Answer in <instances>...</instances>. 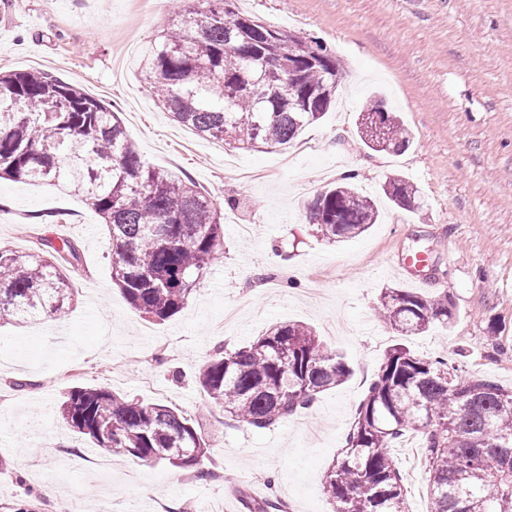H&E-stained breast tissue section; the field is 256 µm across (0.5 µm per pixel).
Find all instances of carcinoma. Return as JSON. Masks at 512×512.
<instances>
[{"label": "carcinoma", "mask_w": 512, "mask_h": 512, "mask_svg": "<svg viewBox=\"0 0 512 512\" xmlns=\"http://www.w3.org/2000/svg\"><path fill=\"white\" fill-rule=\"evenodd\" d=\"M237 0H180L176 21L142 51L141 76L174 121L242 146L286 145L328 111L343 66L325 44L241 14ZM363 146L397 153L409 140L400 118L370 100L359 113ZM51 182L85 198L108 234L112 283L138 312L164 321L180 312L224 246V224L190 180L145 164L118 114L43 71L0 72V178ZM345 175L318 193L316 234L344 241L378 220L373 200ZM385 195L409 210L417 188L401 177ZM47 251L0 247V320L61 313L70 305L63 266L76 242L42 240ZM451 297L382 289L377 309L400 336L454 321ZM349 366L303 323L275 324L234 351L218 349L198 384L224 414L257 430L309 407L342 384ZM60 413L95 448L147 464L200 468L210 445L186 412L99 387L65 393ZM409 432L423 438L430 512H512V389L466 377L446 358L403 344L384 355L358 406L346 445L326 472L334 512H407L389 451ZM249 512H281L269 496Z\"/></svg>", "instance_id": "1"}]
</instances>
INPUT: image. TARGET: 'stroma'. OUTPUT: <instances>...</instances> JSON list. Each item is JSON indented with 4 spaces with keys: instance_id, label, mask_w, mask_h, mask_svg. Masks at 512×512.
Wrapping results in <instances>:
<instances>
[{
    "instance_id": "1",
    "label": "stroma",
    "mask_w": 512,
    "mask_h": 512,
    "mask_svg": "<svg viewBox=\"0 0 512 512\" xmlns=\"http://www.w3.org/2000/svg\"><path fill=\"white\" fill-rule=\"evenodd\" d=\"M172 0H0V70L60 76L119 113L151 166L190 179L231 215L224 250L187 306L158 323L113 285L107 231L84 198L0 179V246L73 239L75 297L64 313L0 321V512H246L242 494L275 493L290 512H332L325 475L385 353L398 340L376 315L382 289L405 286L399 256L428 259L419 293L450 296L455 319L407 337L472 377L512 387V0H238V10L333 48L344 67L336 103L293 145L235 148L171 120L140 76L129 42L160 35ZM410 134L399 154L366 150L356 120L373 91ZM378 196L398 174L421 204L382 203L364 235L329 242L306 206L345 172ZM251 225L244 237L240 225ZM314 328L352 369L341 386L265 430L225 418L196 383L217 348L234 350L274 323ZM150 377L144 386L142 377ZM187 411L212 449L213 478L89 447L58 412L75 386ZM409 512H429L424 469L392 448ZM108 467L90 469L86 457ZM56 486V495L44 492Z\"/></svg>"
}]
</instances>
